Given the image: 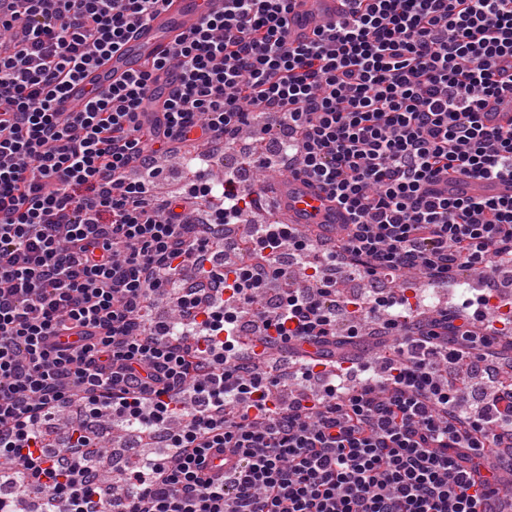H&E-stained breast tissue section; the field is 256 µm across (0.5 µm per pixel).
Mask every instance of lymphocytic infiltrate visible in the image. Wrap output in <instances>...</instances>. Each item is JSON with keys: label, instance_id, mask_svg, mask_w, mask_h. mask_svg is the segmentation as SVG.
Segmentation results:
<instances>
[{"label": "lymphocytic infiltrate", "instance_id": "lymphocytic-infiltrate-1", "mask_svg": "<svg viewBox=\"0 0 512 512\" xmlns=\"http://www.w3.org/2000/svg\"><path fill=\"white\" fill-rule=\"evenodd\" d=\"M163 0H0V454L42 477V512H506L512 490V404L458 409L443 369L490 370L488 331L512 323V294L493 272L512 265V195L451 198L448 173L512 181V124L487 126V99L512 103V0H347L344 14L296 45L291 0H224L168 60L180 71L161 118L146 108L153 70L132 74L71 111L54 108L74 81L116 49ZM274 118L282 153L248 166L318 183L346 213L336 250L281 224H253L256 262L234 280L204 268L212 247L177 202L147 204L154 158L200 136L234 145L258 115ZM184 197L208 204L209 224L249 208L235 175L197 169ZM311 261L309 288L285 290L282 248ZM351 259L376 281L419 274L445 285L485 275L464 318L421 319L405 293L338 299L324 264ZM193 265L215 292L174 296L180 323H146L148 298ZM324 346L307 375L330 367L320 398L276 404L259 359L242 363L238 314ZM413 324L382 373L340 355L336 309ZM73 333L78 343L59 338ZM192 388L197 412L169 431L167 463L148 460L106 494L74 426L64 462L43 467L41 423L82 402L131 424L166 429ZM240 465L204 475L211 450Z\"/></svg>", "mask_w": 512, "mask_h": 512}]
</instances>
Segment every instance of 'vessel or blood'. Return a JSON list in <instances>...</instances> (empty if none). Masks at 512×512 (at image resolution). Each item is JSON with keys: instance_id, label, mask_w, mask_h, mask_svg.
Wrapping results in <instances>:
<instances>
[{"instance_id": "b4317fda", "label": "vessel or blood", "mask_w": 512, "mask_h": 512, "mask_svg": "<svg viewBox=\"0 0 512 512\" xmlns=\"http://www.w3.org/2000/svg\"><path fill=\"white\" fill-rule=\"evenodd\" d=\"M223 10L224 0H164L148 21L129 33L119 50L72 83L61 105L62 111H69L92 91L111 88L131 71L152 67L169 56L178 40L204 16ZM343 10V0H293L289 24L291 40L307 41L317 29L335 23ZM441 183L452 196L496 198L512 194V183L501 180L445 177ZM274 189L275 211L285 217L295 231L309 226L315 237L334 242L342 239L346 218L317 185L288 174L276 178Z\"/></svg>"}]
</instances>
